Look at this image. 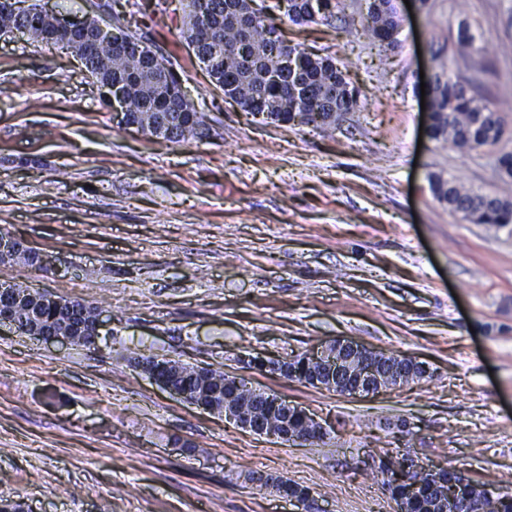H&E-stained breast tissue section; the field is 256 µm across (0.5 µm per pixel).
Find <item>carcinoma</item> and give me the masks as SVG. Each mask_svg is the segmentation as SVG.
Instances as JSON below:
<instances>
[{
	"mask_svg": "<svg viewBox=\"0 0 512 512\" xmlns=\"http://www.w3.org/2000/svg\"><path fill=\"white\" fill-rule=\"evenodd\" d=\"M324 12L309 10V0H288L286 15L296 25L316 21L330 22L339 10L340 0H322ZM181 36L195 44L200 60L209 57L208 74L212 83L224 91L241 109L256 115L275 113L274 121L292 124H336V112H354L359 90L351 86L346 74L330 56L312 55L297 50L295 67L284 65L278 30L255 14L248 0H186ZM401 21L393 0H374V9L364 33L382 44L398 43ZM127 36L120 46L100 43L84 64L94 82L112 84L121 91L127 105L128 122L142 131L171 143L200 140L206 136L204 115L194 103L183 100L177 90L172 63L135 35ZM433 113V136L468 150L493 146L501 139L504 124L496 109L478 99L462 81L439 74L427 92ZM436 197L448 209L463 214L471 224L505 227L512 224V200L468 189L455 180L432 181ZM17 295L10 308L18 321L17 331L32 336L38 331H59L83 344L100 308L62 296L39 295L26 285H9ZM147 364H173L198 395L208 402L239 403L251 400L249 391L235 386L230 375L179 360L141 357ZM284 366L290 380L313 385L305 357H297ZM454 480L453 493L462 504V512H477L482 495L479 479L467 481L443 473L440 479L417 473L405 479H386L385 490L393 500L401 499L409 512H445L448 506V479ZM278 492L305 502L308 489L288 480L275 483Z\"/></svg>",
	"mask_w": 512,
	"mask_h": 512,
	"instance_id": "obj_1",
	"label": "carcinoma"
}]
</instances>
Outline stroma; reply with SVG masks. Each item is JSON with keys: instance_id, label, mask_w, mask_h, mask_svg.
Listing matches in <instances>:
<instances>
[{"instance_id": "obj_1", "label": "stroma", "mask_w": 512, "mask_h": 512, "mask_svg": "<svg viewBox=\"0 0 512 512\" xmlns=\"http://www.w3.org/2000/svg\"><path fill=\"white\" fill-rule=\"evenodd\" d=\"M185 0H114L204 113L174 144L121 124L72 51L0 34V228L53 271L0 281L100 306L93 347L0 328V498L24 512H292L262 482L310 492L311 512H394L378 456L410 454L512 491V225L469 224L434 177L512 200V0H394L398 43L360 34L364 0L331 23L270 18L335 58L361 91L333 128L272 123L213 85L181 37ZM472 47H460V22ZM468 81L498 110V144L420 134L422 77ZM339 337L432 375L352 399L276 373ZM248 379L327 431L299 445L226 423L160 389L139 356ZM255 480H246V472Z\"/></svg>"}]
</instances>
